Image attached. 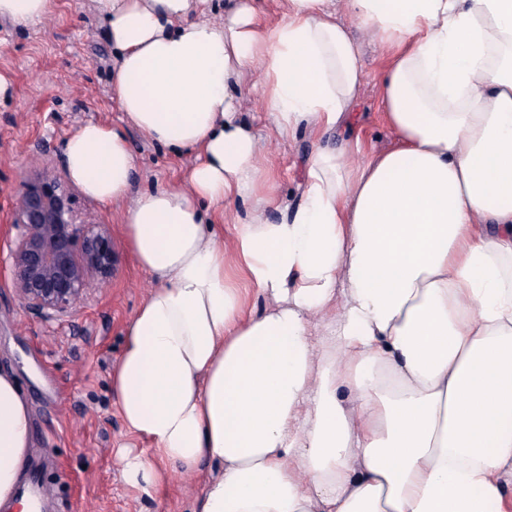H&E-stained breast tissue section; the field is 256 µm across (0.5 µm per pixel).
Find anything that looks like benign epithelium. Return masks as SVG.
Here are the masks:
<instances>
[{"label": "benign epithelium", "instance_id": "benign-epithelium-1", "mask_svg": "<svg viewBox=\"0 0 512 512\" xmlns=\"http://www.w3.org/2000/svg\"><path fill=\"white\" fill-rule=\"evenodd\" d=\"M9 274L24 307L43 320L67 313L92 281H108L118 254L108 224L81 221L66 175L45 167L22 182L11 217Z\"/></svg>", "mask_w": 512, "mask_h": 512}]
</instances>
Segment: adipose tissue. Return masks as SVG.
I'll list each match as a JSON object with an SVG mask.
<instances>
[{"instance_id": "1", "label": "adipose tissue", "mask_w": 512, "mask_h": 512, "mask_svg": "<svg viewBox=\"0 0 512 512\" xmlns=\"http://www.w3.org/2000/svg\"><path fill=\"white\" fill-rule=\"evenodd\" d=\"M97 0L119 123L66 141L71 181L124 206L153 286L112 372L124 482L202 474L194 512H512V0ZM344 9L386 51L395 135L327 143L365 84ZM258 92L272 132L239 116ZM316 136L300 199L258 190L268 137ZM135 128L183 181L133 195ZM255 199L224 239L231 202ZM268 301L248 310L251 292ZM33 423L0 369V512L21 498Z\"/></svg>"}]
</instances>
